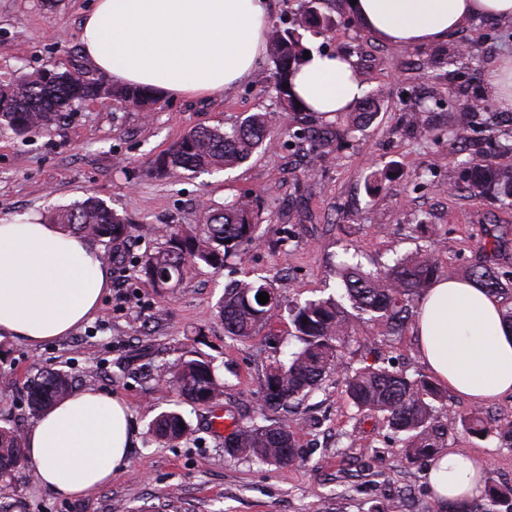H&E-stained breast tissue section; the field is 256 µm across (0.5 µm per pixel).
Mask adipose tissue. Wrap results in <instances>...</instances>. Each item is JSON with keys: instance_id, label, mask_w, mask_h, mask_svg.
Returning a JSON list of instances; mask_svg holds the SVG:
<instances>
[{"instance_id": "adipose-tissue-1", "label": "adipose tissue", "mask_w": 512, "mask_h": 512, "mask_svg": "<svg viewBox=\"0 0 512 512\" xmlns=\"http://www.w3.org/2000/svg\"><path fill=\"white\" fill-rule=\"evenodd\" d=\"M361 25L380 40L414 47L453 36L474 17L512 20V0H357ZM268 0H95L82 24L90 65L120 85L175 97L223 92L250 77L267 50ZM308 111L332 119L364 94L352 58L311 51L292 78ZM109 286L89 237L29 215L0 218V334L37 346L69 334L97 312ZM434 380L482 404L512 392V324L496 297L473 282L441 278L424 294L414 324ZM131 415L93 388L46 407L26 430L38 483L65 499L111 482L127 462ZM474 457L441 451L426 472L434 498L463 503L482 494Z\"/></svg>"}]
</instances>
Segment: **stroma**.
<instances>
[{
  "instance_id": "35a3bbf8",
  "label": "stroma",
  "mask_w": 512,
  "mask_h": 512,
  "mask_svg": "<svg viewBox=\"0 0 512 512\" xmlns=\"http://www.w3.org/2000/svg\"><path fill=\"white\" fill-rule=\"evenodd\" d=\"M94 0H0V82L49 69H87L81 24ZM333 27L305 34V46L342 52L356 61L366 91L382 109L364 131L312 154L284 125L272 148L239 167L158 177L151 161L187 131L228 126L252 112H275L279 98L270 62L246 81L209 97H161L153 111L109 98L75 103L60 122L18 138L0 128V216L32 214L47 222L50 208L94 196L130 224L126 243L113 246L105 265L107 288L92 319L70 335L33 347L0 339V425L20 430L35 421L22 391L51 369L69 371L76 388L123 400L132 416L126 466L91 494L62 499L42 488L30 464L0 479L6 512H453L426 483L429 460H406L380 418L354 424L344 393L346 371L383 359L408 373L425 372L412 330L380 336L364 323L339 368L289 414L298 457L293 465L229 456L214 416L249 422L261 403L266 367L287 359L299 343L287 311L276 312L255 336L224 334L218 306L234 279L268 276L287 303L339 297L336 265L346 253L366 268L400 254L429 250L463 270L478 258V242L493 226L512 227V206L470 195L463 161L492 158L512 167L503 144L512 113L500 110L488 75L512 55V20H467L455 36L432 45L400 48L365 30L347 0H323ZM458 51L456 63L435 55ZM435 116L424 138L409 117L416 103ZM466 130L455 140V128ZM390 177L368 188L374 170ZM257 199L261 243L238 250L223 267H200L176 288L159 291L137 271L143 253L160 247V226L197 230L208 208L239 197ZM212 361L224 385L218 405L182 403L170 373L182 360ZM180 408L190 431L176 441L157 439L150 423ZM448 447L472 454L512 483V444L478 439L456 429Z\"/></svg>"
}]
</instances>
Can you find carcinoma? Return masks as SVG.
Instances as JSON below:
<instances>
[{"mask_svg":"<svg viewBox=\"0 0 512 512\" xmlns=\"http://www.w3.org/2000/svg\"><path fill=\"white\" fill-rule=\"evenodd\" d=\"M312 2L307 0L297 27L274 25L269 31V58L281 113L291 123L298 119L302 108L286 84L305 53L303 33L320 34L331 22L330 17L316 11ZM103 94L146 111L152 110L159 100V92L154 89L107 86L102 79L79 69L55 72L50 77L40 71L0 85V125L17 136H25L55 124L73 103ZM377 107L378 100L373 96L362 100L358 111L345 113L344 131L350 133L370 125ZM272 119L270 112H253L227 129H192L170 150L157 155L151 169L161 175L173 167L192 173L233 168L249 160L258 149L271 146L268 138ZM294 137L308 140L319 149L329 145L336 132L328 127L301 128L294 131ZM467 184L474 197L489 196L504 204L512 202V167H503L491 158L470 167ZM208 212L207 224L199 233L171 225L162 228L164 246L144 253L138 269L140 275L158 288H174L199 266L220 268L230 251L260 242L259 208L250 198L243 197ZM52 220L106 245L125 239L130 229L125 218L96 197L56 210ZM481 249L483 260L465 270L464 278L495 296L505 294L512 289V275L501 271V265L512 259L508 230L492 235L491 243H483ZM337 274L352 312L332 300H309L288 309L300 348L288 362H277L266 370L258 420L236 426L233 435L224 442L231 454L249 453L269 464H293V433L288 424L270 419L267 412L301 400L340 364L343 351L353 341V320H366L381 335L393 336L414 321L417 303L432 283L441 277H454L457 271L445 269L426 250L398 257L382 269L367 270L359 262H343ZM261 292L269 295L265 304L257 300ZM281 306V295L272 280L235 281L228 285L220 310L225 335L237 339L254 335ZM173 383L178 393L192 404L212 405L224 395V385L212 365L203 360L181 361L173 374ZM344 384L347 397L358 412L387 417L409 458L435 459L448 439L449 429L457 425L472 436L495 434L512 441V423L492 428L482 409L459 416L438 415L435 402L440 400L439 387L426 376L411 378L374 363L347 373ZM72 390L73 381L68 373L44 371L28 381L27 401L39 413L49 404L66 398ZM153 432L161 439L176 440L187 434L188 425L180 413L164 412L156 418ZM21 445L17 431L0 426L1 477L21 465ZM483 497L481 512H512V483L501 482L489 473Z\"/></svg>","mask_w":512,"mask_h":512,"instance_id":"1","label":"carcinoma"}]
</instances>
